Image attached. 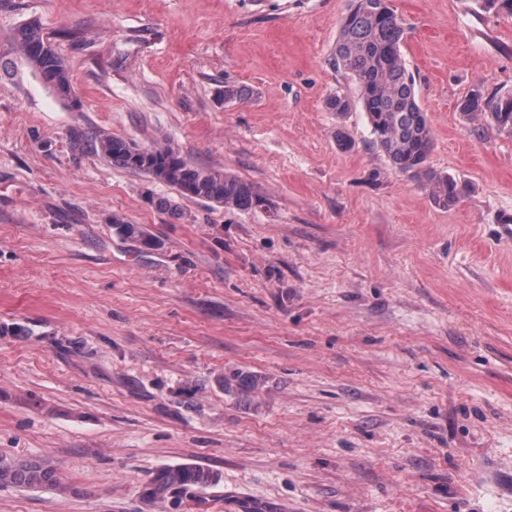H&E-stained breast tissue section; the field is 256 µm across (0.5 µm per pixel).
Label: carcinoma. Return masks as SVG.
<instances>
[{
    "mask_svg": "<svg viewBox=\"0 0 512 512\" xmlns=\"http://www.w3.org/2000/svg\"><path fill=\"white\" fill-rule=\"evenodd\" d=\"M14 40L45 88L63 101H77L63 58L41 34L36 22L19 26ZM405 40L404 23L387 0H350L330 64L355 82L371 127L372 144L385 154L391 168L428 189L436 204L452 207L465 193V186L453 176L437 173L429 164L434 132L427 113L417 102L413 76L402 52ZM326 108L343 116L351 110V101L336 94L327 99ZM458 108L464 122L473 126V132L481 135L487 125L512 136V90L486 97L476 89ZM78 138L91 141L96 153L112 165L166 184L182 199L214 203L239 212L269 207L268 198L255 185L224 169L194 165L169 145L145 148L121 137L91 138L87 132ZM112 228L122 237H138L144 245L152 246L150 237L120 216L112 217ZM220 482L219 473L200 466L162 467L146 484L143 495L149 501L180 502ZM0 484L41 488L58 485L59 477L48 459L0 457Z\"/></svg>",
    "mask_w": 512,
    "mask_h": 512,
    "instance_id": "cac0c4a2",
    "label": "carcinoma"
}]
</instances>
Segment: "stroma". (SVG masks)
I'll return each instance as SVG.
<instances>
[{
	"label": "stroma",
	"mask_w": 512,
	"mask_h": 512,
	"mask_svg": "<svg viewBox=\"0 0 512 512\" xmlns=\"http://www.w3.org/2000/svg\"><path fill=\"white\" fill-rule=\"evenodd\" d=\"M348 5L0 0V457L67 484L0 487V512H512V138L458 109L512 89V17L389 0L430 164L468 186L444 208L391 170L329 63ZM31 20L79 106L24 63ZM228 82L248 99L225 103ZM76 128L170 145L270 208L171 216L148 198L174 190ZM236 374L257 387L226 392ZM178 464L221 483L146 500Z\"/></svg>",
	"instance_id": "35a3bbf8"
}]
</instances>
